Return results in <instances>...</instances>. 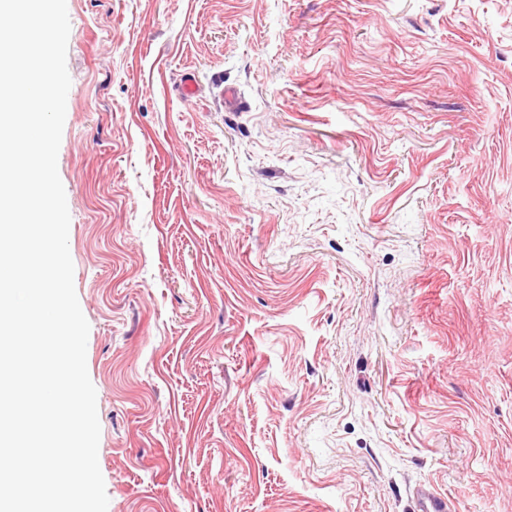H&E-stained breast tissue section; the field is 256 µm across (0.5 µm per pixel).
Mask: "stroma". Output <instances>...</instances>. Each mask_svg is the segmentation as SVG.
I'll return each instance as SVG.
<instances>
[{
  "label": "stroma",
  "mask_w": 512,
  "mask_h": 512,
  "mask_svg": "<svg viewBox=\"0 0 512 512\" xmlns=\"http://www.w3.org/2000/svg\"><path fill=\"white\" fill-rule=\"evenodd\" d=\"M67 8L108 512H512V0ZM420 512H452L451 500L442 494L421 487L418 490Z\"/></svg>",
  "instance_id": "1"
}]
</instances>
